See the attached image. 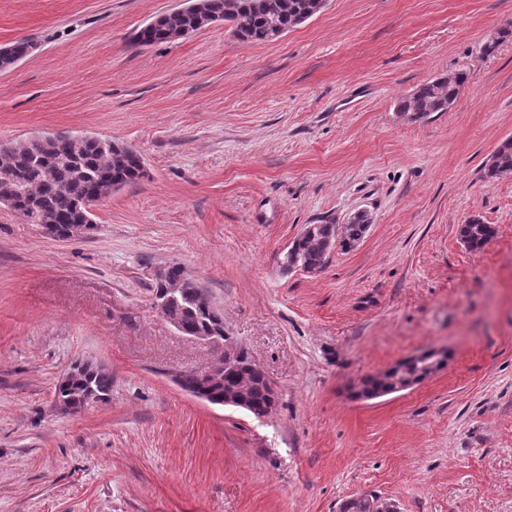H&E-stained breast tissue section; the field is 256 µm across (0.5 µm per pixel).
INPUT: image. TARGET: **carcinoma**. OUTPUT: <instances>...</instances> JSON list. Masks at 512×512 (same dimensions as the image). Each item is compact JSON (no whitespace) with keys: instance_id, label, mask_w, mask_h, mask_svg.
<instances>
[{"instance_id":"cac0c4a2","label":"carcinoma","mask_w":512,"mask_h":512,"mask_svg":"<svg viewBox=\"0 0 512 512\" xmlns=\"http://www.w3.org/2000/svg\"><path fill=\"white\" fill-rule=\"evenodd\" d=\"M315 0H194V7L167 15L144 26L134 38L139 47L177 39L181 31L201 26L208 19L232 21L240 39L257 43L272 41L269 18L276 16L279 28L289 31L313 14ZM30 44L20 39L0 53V70L12 67L27 56ZM465 81L461 73L440 77L421 85L399 102V110L414 121L435 112L448 111V102L456 99L457 88ZM486 176L496 178L512 173V138H506L488 158ZM145 177L141 155L127 145L110 139L89 136L83 140L66 132L51 133L0 146V199L13 201V212L28 224H39L53 236H63L87 223L84 205L112 194L113 187L138 182ZM366 231L363 221L342 226L336 234L334 224H310L293 241L294 255L305 270H321L330 250L328 241L340 240L346 251L356 248ZM461 239L471 251L483 249L495 236V228L478 219L460 227ZM165 291L167 302L159 309L190 334L206 335L224 330V313L213 307L204 291L179 264L159 269L154 275L153 291ZM251 386L247 401L252 415L266 416L275 405L266 382L244 366L224 376V383L212 384L205 378H189L185 389H204L221 398L243 379ZM112 392V375L98 365L78 372L65 384L56 386V398L63 404L82 410L95 397L106 401Z\"/></svg>"}]
</instances>
